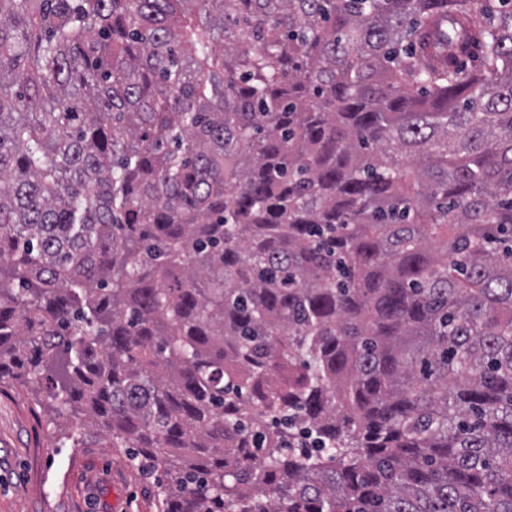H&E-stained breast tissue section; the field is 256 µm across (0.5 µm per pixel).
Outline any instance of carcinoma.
<instances>
[{"instance_id":"cac0c4a2","label":"carcinoma","mask_w":512,"mask_h":512,"mask_svg":"<svg viewBox=\"0 0 512 512\" xmlns=\"http://www.w3.org/2000/svg\"><path fill=\"white\" fill-rule=\"evenodd\" d=\"M163 512H512V0H0V383Z\"/></svg>"}]
</instances>
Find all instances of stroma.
Masks as SVG:
<instances>
[{
  "instance_id": "35a3bbf8",
  "label": "stroma",
  "mask_w": 512,
  "mask_h": 512,
  "mask_svg": "<svg viewBox=\"0 0 512 512\" xmlns=\"http://www.w3.org/2000/svg\"><path fill=\"white\" fill-rule=\"evenodd\" d=\"M51 417L26 389L0 388V512H157L163 472L142 474L73 416L48 437Z\"/></svg>"
}]
</instances>
